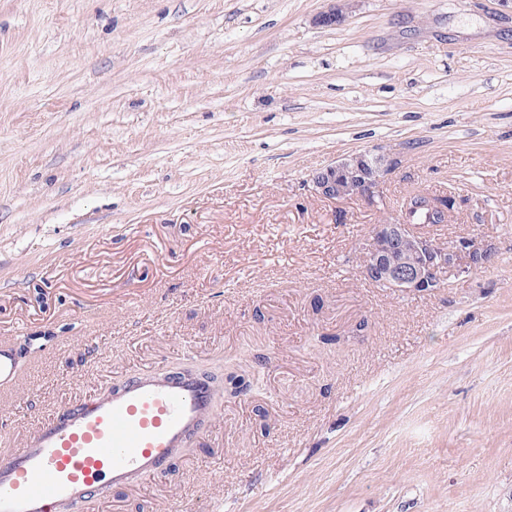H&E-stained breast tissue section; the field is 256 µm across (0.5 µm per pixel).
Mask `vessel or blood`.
<instances>
[{"instance_id": "b4317fda", "label": "vessel or blood", "mask_w": 512, "mask_h": 512, "mask_svg": "<svg viewBox=\"0 0 512 512\" xmlns=\"http://www.w3.org/2000/svg\"><path fill=\"white\" fill-rule=\"evenodd\" d=\"M214 403L212 384L189 370L140 371L76 397L0 455V512H78L162 476L191 439L208 435Z\"/></svg>"}]
</instances>
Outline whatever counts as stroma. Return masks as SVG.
<instances>
[{
  "mask_svg": "<svg viewBox=\"0 0 512 512\" xmlns=\"http://www.w3.org/2000/svg\"><path fill=\"white\" fill-rule=\"evenodd\" d=\"M365 149L380 206L313 193ZM417 194L491 262L369 282ZM1 341L0 451L140 370L249 371L81 512H512V0H0Z\"/></svg>",
  "mask_w": 512,
  "mask_h": 512,
  "instance_id": "stroma-1",
  "label": "stroma"
}]
</instances>
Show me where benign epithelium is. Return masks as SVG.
<instances>
[{"mask_svg": "<svg viewBox=\"0 0 512 512\" xmlns=\"http://www.w3.org/2000/svg\"><path fill=\"white\" fill-rule=\"evenodd\" d=\"M396 161L376 150L353 152L311 175L314 193L329 201L363 199L376 207L380 186ZM492 257L487 245L462 239L438 245L429 237L408 229L399 219L377 224L364 257L369 281L403 292L432 293L444 284L447 274L461 276L482 267Z\"/></svg>", "mask_w": 512, "mask_h": 512, "instance_id": "1", "label": "benign epithelium"}]
</instances>
